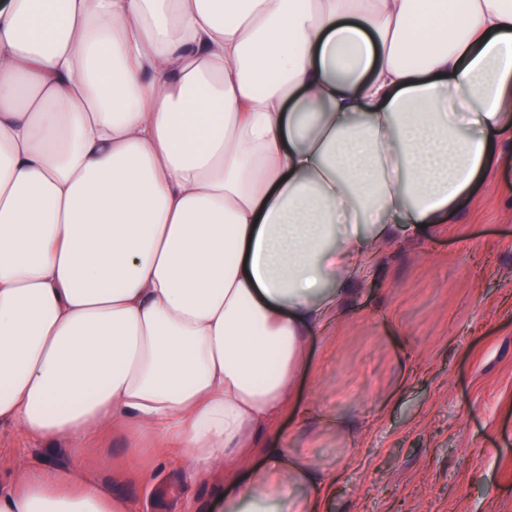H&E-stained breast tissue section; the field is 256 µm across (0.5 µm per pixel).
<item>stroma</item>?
Listing matches in <instances>:
<instances>
[{"instance_id":"1","label":"stroma","mask_w":512,"mask_h":512,"mask_svg":"<svg viewBox=\"0 0 512 512\" xmlns=\"http://www.w3.org/2000/svg\"><path fill=\"white\" fill-rule=\"evenodd\" d=\"M352 306L312 339L297 386L300 401L316 400L350 433L288 413L272 445L341 471L327 512H512V167L450 223L400 240ZM81 453L120 494L161 512L224 490L119 430L78 451L0 426L2 478L21 466L64 468Z\"/></svg>"}]
</instances>
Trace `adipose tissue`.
I'll list each match as a JSON object with an SVG mask.
<instances>
[{
	"label": "adipose tissue",
	"instance_id": "1",
	"mask_svg": "<svg viewBox=\"0 0 512 512\" xmlns=\"http://www.w3.org/2000/svg\"><path fill=\"white\" fill-rule=\"evenodd\" d=\"M512 0H0V425L150 435L222 512H326L257 439L398 235L512 160ZM97 461L0 512H135Z\"/></svg>",
	"mask_w": 512,
	"mask_h": 512
}]
</instances>
